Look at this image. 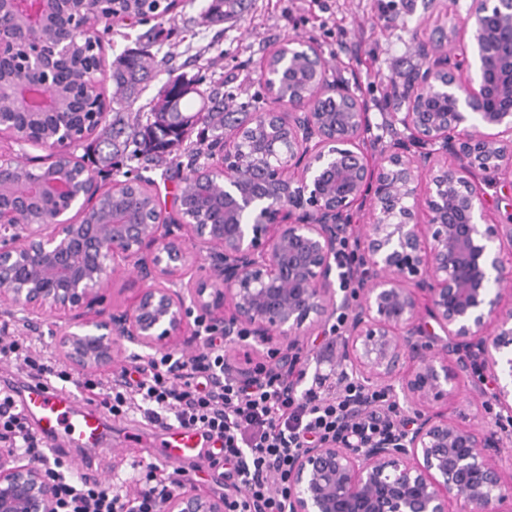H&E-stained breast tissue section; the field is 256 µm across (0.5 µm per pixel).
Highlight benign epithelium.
Returning a JSON list of instances; mask_svg holds the SVG:
<instances>
[{"mask_svg": "<svg viewBox=\"0 0 512 512\" xmlns=\"http://www.w3.org/2000/svg\"><path fill=\"white\" fill-rule=\"evenodd\" d=\"M58 2L36 0L24 11L21 0H0V53L51 25ZM457 38L471 55L456 68L475 76L456 77L442 48L422 45L437 59L416 77L397 119L421 150L399 141L375 162L364 141L369 113L347 84L328 81L317 50L309 45L299 58L284 45L274 50L290 69H314L315 79L286 92L272 85L288 111L262 113L257 150L245 155L234 131L221 162L199 172L224 183L222 224H84L76 215L102 194L89 172L58 185L52 196L67 197L69 208L37 223L11 200H42L41 180L22 190L0 183V304L34 317L73 315L57 347L88 373L112 370L125 342L160 350L185 339L190 304L222 324L229 342L242 328L263 344L279 339L290 364L301 359L304 337L349 311L344 360L377 383L404 372L415 425L363 448L340 439L302 451L290 475L291 512H448L451 501L461 512H512V451L501 431L434 409L458 400L465 375L489 378L483 409L512 411V305L491 288L512 280L502 259L512 225L488 223L481 188L512 167V0H474L466 24L448 28V41ZM70 52L65 38L33 50L38 64L0 75V92L20 97L37 86L43 107L34 118L59 113L68 98L46 87L55 60ZM45 143L67 146L68 130H47ZM362 207L369 223L359 235L353 304L335 289L336 252ZM203 257L209 280L178 287ZM131 260L150 285L106 316L110 275ZM55 502L43 464L0 448V512H55ZM161 512H224V501L183 489Z\"/></svg>", "mask_w": 512, "mask_h": 512, "instance_id": "7a95c632", "label": "benign epithelium"}]
</instances>
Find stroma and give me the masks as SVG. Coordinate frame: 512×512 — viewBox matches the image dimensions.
Masks as SVG:
<instances>
[{
    "instance_id": "1",
    "label": "stroma",
    "mask_w": 512,
    "mask_h": 512,
    "mask_svg": "<svg viewBox=\"0 0 512 512\" xmlns=\"http://www.w3.org/2000/svg\"><path fill=\"white\" fill-rule=\"evenodd\" d=\"M208 3L175 0L158 26L149 51L162 64L126 108L129 124L145 123L143 105L178 74L223 79L228 111L254 99L266 110L284 111V104L268 92L263 69L275 48L298 38L319 52L329 77H344L365 102L371 121L365 140L368 156L375 160L395 137L391 121L406 109L409 77L432 63L419 43L435 41L438 27L464 25L471 0H244L241 11L219 25L204 19ZM163 159L162 166L144 173L153 181L152 192L164 200V215L175 224L178 208L170 196L189 170L181 146L171 147ZM2 324L23 336L43 337L52 347L65 321L47 316L30 322L2 305ZM125 426V421H113L112 436L100 455L104 484L130 485L140 475V464L156 460L153 449L130 446Z\"/></svg>"
}]
</instances>
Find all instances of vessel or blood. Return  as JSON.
<instances>
[{"mask_svg": "<svg viewBox=\"0 0 512 512\" xmlns=\"http://www.w3.org/2000/svg\"><path fill=\"white\" fill-rule=\"evenodd\" d=\"M21 413L48 443L50 452L61 458L82 451L83 473L99 475L97 450L103 448L112 425L93 406L73 391L38 381L9 384ZM152 446L160 460L178 466L204 457L209 443L201 430L171 426L151 430Z\"/></svg>", "mask_w": 512, "mask_h": 512, "instance_id": "obj_1", "label": "vessel or blood"}]
</instances>
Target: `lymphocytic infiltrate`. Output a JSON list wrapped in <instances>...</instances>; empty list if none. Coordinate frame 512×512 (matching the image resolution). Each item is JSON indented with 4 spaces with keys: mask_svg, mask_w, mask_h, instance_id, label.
Listing matches in <instances>:
<instances>
[{
    "mask_svg": "<svg viewBox=\"0 0 512 512\" xmlns=\"http://www.w3.org/2000/svg\"><path fill=\"white\" fill-rule=\"evenodd\" d=\"M203 347L191 356L135 357L116 377L74 378L40 338L0 333V364L30 381L74 383L112 418L141 414L150 424L203 430L217 445L207 467L224 469L236 488L225 512H289V478L304 448L347 439L358 446L401 436L406 420L391 392L349 373L308 375L265 358L247 376L229 371L223 337L200 324ZM47 442L29 425L12 394L0 393V447L44 460L56 487V512H160L182 487L148 465L134 491L119 493L48 459Z\"/></svg>",
    "mask_w": 512,
    "mask_h": 512,
    "instance_id": "lymphocytic-infiltrate-1",
    "label": "lymphocytic infiltrate"
}]
</instances>
